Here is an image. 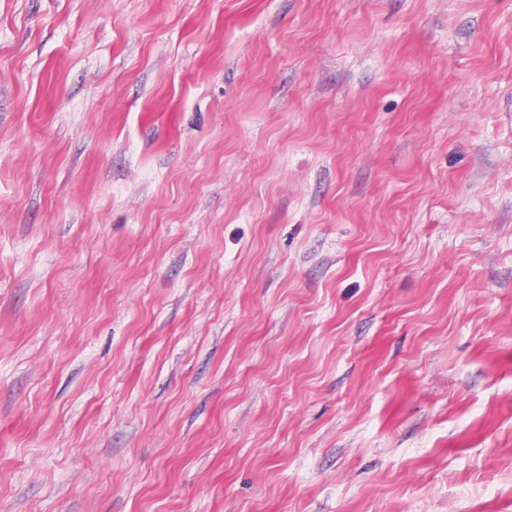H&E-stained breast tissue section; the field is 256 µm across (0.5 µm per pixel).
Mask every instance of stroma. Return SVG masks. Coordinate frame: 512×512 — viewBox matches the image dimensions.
<instances>
[{
  "label": "stroma",
  "instance_id": "35a3bbf8",
  "mask_svg": "<svg viewBox=\"0 0 512 512\" xmlns=\"http://www.w3.org/2000/svg\"><path fill=\"white\" fill-rule=\"evenodd\" d=\"M0 512H512V0H0Z\"/></svg>",
  "mask_w": 512,
  "mask_h": 512
}]
</instances>
